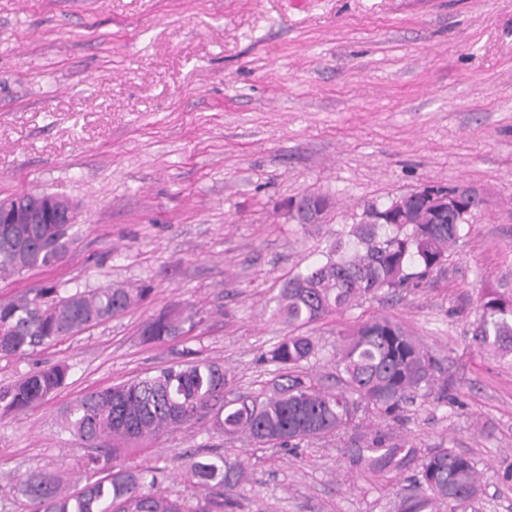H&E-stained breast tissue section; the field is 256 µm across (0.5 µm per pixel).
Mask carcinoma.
I'll list each match as a JSON object with an SVG mask.
<instances>
[{"instance_id":"1","label":"carcinoma","mask_w":512,"mask_h":512,"mask_svg":"<svg viewBox=\"0 0 512 512\" xmlns=\"http://www.w3.org/2000/svg\"><path fill=\"white\" fill-rule=\"evenodd\" d=\"M365 211L374 213L377 223L361 219L344 225L323 259L290 277L277 296L275 312L288 325V334L262 356L278 367L269 391L230 399L223 366L187 361L79 396L64 410V423L97 455L90 459L79 488H71L61 471L28 475L18 491L33 512H235L242 462L222 456L185 462L184 478L197 492L192 503L157 489L161 469L121 463L125 449L110 442L156 438L212 412L213 426L222 433L241 431L257 446L297 450L306 440L357 429L366 414L395 420L408 406L429 399L439 381L436 359L387 317L339 331L343 343L336 348V391L320 387L304 371L318 351L302 328L352 308L367 295L417 286L442 269L465 229L453 218L435 215L421 197L404 211L391 202L370 204ZM71 228L1 224L0 278L62 259L73 244ZM152 291L146 280L66 293L46 284L0 301V355H25L79 334L145 301ZM479 311L472 335L477 347L512 353V297L487 288ZM195 317L177 304L166 306L150 318L143 336L152 341L175 339L194 327ZM67 376V365L54 364L1 386L0 412H24L40 405L63 387ZM345 456L351 467L375 478L411 472L396 512H480L484 490L477 462L451 449L422 453L386 427L359 436Z\"/></svg>"}]
</instances>
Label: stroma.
Instances as JSON below:
<instances>
[{
  "label": "stroma",
  "instance_id": "35a3bbf8",
  "mask_svg": "<svg viewBox=\"0 0 512 512\" xmlns=\"http://www.w3.org/2000/svg\"><path fill=\"white\" fill-rule=\"evenodd\" d=\"M486 188L441 270L306 328L309 370L334 387L339 330L402 323L436 358L445 400L389 427L422 450L478 463L483 512H512V354L477 348L483 288L512 293V0H0V200L79 204L55 264L0 279V301L53 283L152 281L150 298L55 346L0 358V386L69 365L39 407L0 416V512H25L27 474L80 472L92 454L62 425L81 394L173 363L222 364L235 394L268 389L261 356L287 332L275 298L365 205L434 184ZM331 201L301 227L290 200ZM197 313L184 335L142 336L163 306ZM348 437L295 453L190 421L138 444L191 497L187 456L249 464L239 512H387L407 477L350 469Z\"/></svg>",
  "mask_w": 512,
  "mask_h": 512
}]
</instances>
